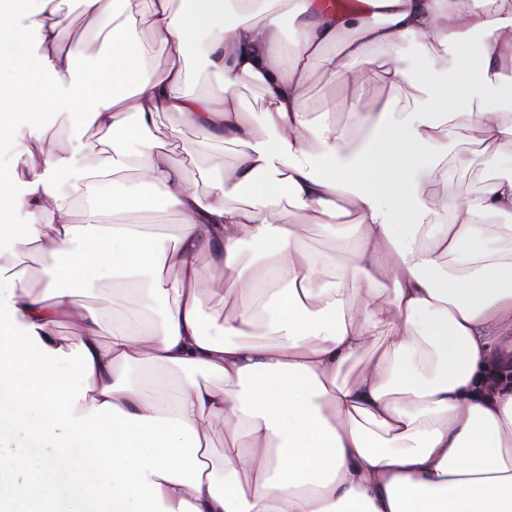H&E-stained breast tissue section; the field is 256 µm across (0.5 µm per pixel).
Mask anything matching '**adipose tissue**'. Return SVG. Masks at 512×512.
<instances>
[{
  "instance_id": "ef3b65f1",
  "label": "adipose tissue",
  "mask_w": 512,
  "mask_h": 512,
  "mask_svg": "<svg viewBox=\"0 0 512 512\" xmlns=\"http://www.w3.org/2000/svg\"><path fill=\"white\" fill-rule=\"evenodd\" d=\"M39 2L23 21L16 0H0L1 35H39L32 56L0 47V141L36 106L103 132L109 150L105 177L75 204L57 191L66 160L45 132L11 174L17 208L47 221L20 232L1 219L0 260L34 249L63 266L38 294L0 277L19 357L0 362V512L95 501L112 512H512V177L463 197L441 167L460 161L444 118L462 105H478L485 167L512 141V0H195L180 13L154 0L170 61L159 76L139 49L140 0L118 11L81 0L83 21L108 33L107 94L75 68L85 41L57 0ZM283 7L298 28L290 44ZM191 46L223 74L221 94L187 91ZM411 46L419 97L369 108L373 56L393 57L382 77L392 87L409 76L396 61ZM325 73L353 128L308 120L309 86ZM242 78L263 93L261 124L235 91ZM161 112L242 146L209 196L170 162ZM130 167L140 179L116 199L111 177ZM438 180L447 191L436 198ZM145 185L179 216L171 244L124 221L127 206H150ZM245 187L248 203L226 205ZM305 212L350 224L343 260L307 246L295 229ZM247 244L264 253L252 273L239 263ZM62 277L88 291L110 278L141 312L107 318ZM219 278L224 312L203 320ZM147 384L174 395L159 401ZM228 414L218 468L213 423Z\"/></svg>"
}]
</instances>
